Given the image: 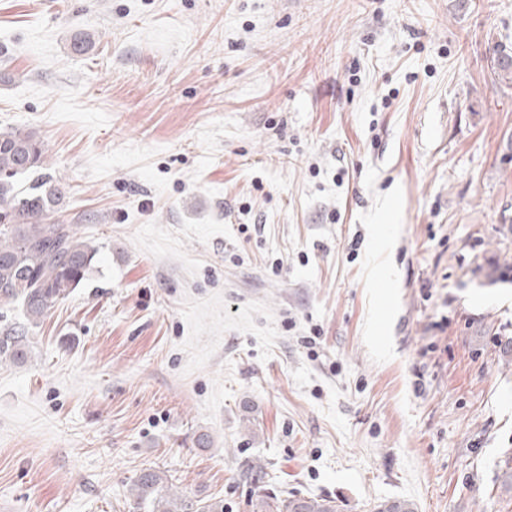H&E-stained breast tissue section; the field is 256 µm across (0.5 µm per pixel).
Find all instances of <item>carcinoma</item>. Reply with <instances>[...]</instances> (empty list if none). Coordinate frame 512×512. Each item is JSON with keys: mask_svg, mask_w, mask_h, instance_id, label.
<instances>
[{"mask_svg": "<svg viewBox=\"0 0 512 512\" xmlns=\"http://www.w3.org/2000/svg\"><path fill=\"white\" fill-rule=\"evenodd\" d=\"M494 73L512 80V55L497 57ZM46 149L34 129L0 132V308L21 309L24 321L0 331V359L13 363L29 357L28 328L38 325L54 305L78 288L92 266L98 248L78 236L69 224L55 219V204L66 193L59 181L40 174ZM38 174L27 189L20 177ZM136 508L147 512H224V501H190L172 493L164 473L145 469L130 486ZM256 512H340L330 496L294 493L281 497L263 493ZM373 512H416L414 502L383 499Z\"/></svg>", "mask_w": 512, "mask_h": 512, "instance_id": "cac0c4a2", "label": "carcinoma"}]
</instances>
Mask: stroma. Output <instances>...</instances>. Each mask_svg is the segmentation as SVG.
<instances>
[{"label":"stroma","instance_id":"1","mask_svg":"<svg viewBox=\"0 0 512 512\" xmlns=\"http://www.w3.org/2000/svg\"><path fill=\"white\" fill-rule=\"evenodd\" d=\"M498 49L512 0H0V130L99 248L0 360V512H512ZM172 483L163 472L145 469L130 486L136 507L145 512H224L223 500L190 501L171 492ZM256 512H340L336 498L288 493L284 498L264 492L254 505ZM272 509V510H270Z\"/></svg>","mask_w":512,"mask_h":512}]
</instances>
